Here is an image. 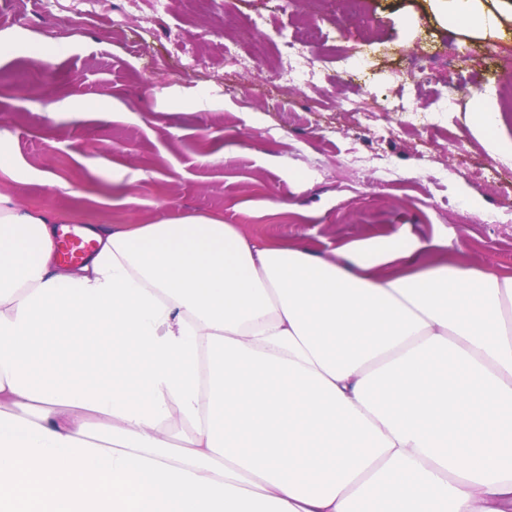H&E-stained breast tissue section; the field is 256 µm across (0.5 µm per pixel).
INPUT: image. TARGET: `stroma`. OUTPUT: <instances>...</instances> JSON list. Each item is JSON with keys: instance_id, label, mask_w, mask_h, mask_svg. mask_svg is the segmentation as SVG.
Listing matches in <instances>:
<instances>
[{"instance_id": "stroma-1", "label": "stroma", "mask_w": 512, "mask_h": 512, "mask_svg": "<svg viewBox=\"0 0 512 512\" xmlns=\"http://www.w3.org/2000/svg\"><path fill=\"white\" fill-rule=\"evenodd\" d=\"M261 2L101 0L77 27V0H0V37L18 42L0 56V143L12 158L0 195L76 230L204 215L323 254L405 229L448 238L474 268L511 272L512 155L490 154L470 128L487 107L510 114L512 136V78L486 59L512 58V39L444 28L429 0H362L356 23L343 0H294L275 27L316 32L337 54L313 79L273 88L264 36L248 65L224 57ZM30 43L54 46V82ZM368 48L367 81L435 111L436 127L352 111L353 85L333 74L339 53ZM434 54L451 64L411 81L408 60ZM461 85L469 96L445 109Z\"/></svg>"}]
</instances>
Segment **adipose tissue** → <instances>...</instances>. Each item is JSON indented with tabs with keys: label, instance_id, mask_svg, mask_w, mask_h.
<instances>
[{
	"label": "adipose tissue",
	"instance_id": "ef3b65f1",
	"mask_svg": "<svg viewBox=\"0 0 512 512\" xmlns=\"http://www.w3.org/2000/svg\"><path fill=\"white\" fill-rule=\"evenodd\" d=\"M486 37L512 0H432ZM0 195V512H512V275ZM62 238V234L60 238H58V253H59V244ZM90 248V243L77 236H70L69 238H65L61 242L60 253L65 260L68 261H76ZM59 253V261L60 264L64 267H74L77 266L80 262L76 261L73 263H65L62 261Z\"/></svg>",
	"mask_w": 512,
	"mask_h": 512
}]
</instances>
